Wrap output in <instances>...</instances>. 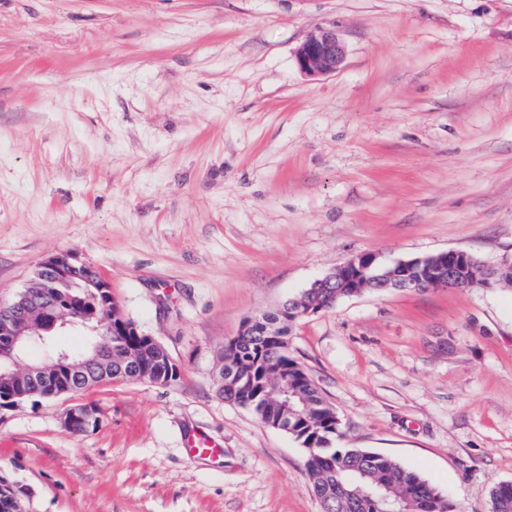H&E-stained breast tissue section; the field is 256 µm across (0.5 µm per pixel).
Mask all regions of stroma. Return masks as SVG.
Wrapping results in <instances>:
<instances>
[{
	"instance_id": "obj_1",
	"label": "stroma",
	"mask_w": 512,
	"mask_h": 512,
	"mask_svg": "<svg viewBox=\"0 0 512 512\" xmlns=\"http://www.w3.org/2000/svg\"><path fill=\"white\" fill-rule=\"evenodd\" d=\"M322 28L345 61L312 78ZM447 250L512 261V0H0V303L75 255L180 369L0 408L23 512H321L296 440L220 395L224 344L351 256ZM289 345L344 445L491 512L512 284L347 297ZM345 59V49L331 30H320L299 47L296 61L300 70L311 77L336 73ZM96 413L94 407L88 404L72 407L64 416V424L73 431L82 432L97 424ZM186 453L189 457L208 459L211 462H220L224 457V448L214 441L191 436L187 440Z\"/></svg>"
}]
</instances>
